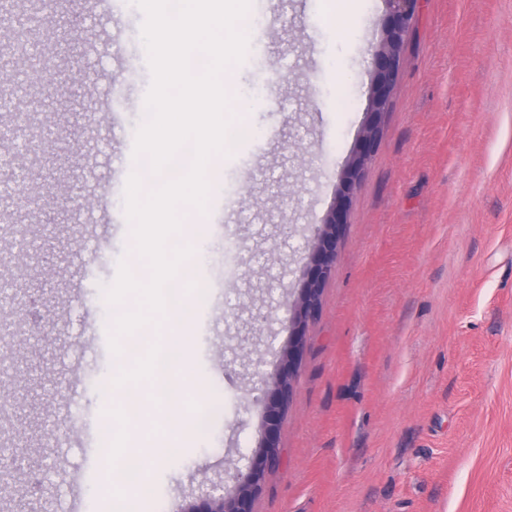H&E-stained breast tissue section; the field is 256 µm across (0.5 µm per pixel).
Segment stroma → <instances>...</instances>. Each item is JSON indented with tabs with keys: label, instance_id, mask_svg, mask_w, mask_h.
<instances>
[{
	"label": "stroma",
	"instance_id": "1",
	"mask_svg": "<svg viewBox=\"0 0 512 512\" xmlns=\"http://www.w3.org/2000/svg\"><path fill=\"white\" fill-rule=\"evenodd\" d=\"M112 7L119 56L85 53L100 29L83 0H50L38 35L47 65L35 81L59 93L31 115L41 149L16 160L38 175L23 186L32 204L20 229L40 252L22 267V305L0 307L20 328L0 368L27 371L26 404L8 416L24 458L0 512L46 499L51 512L112 508L99 492L114 359L103 288L134 241L111 158L132 152L151 82L143 13L133 0ZM385 19L384 0H359L340 22L319 0H251L234 79L260 99L246 115L257 135L210 173L216 187L188 241L205 291L189 365L204 394L175 459L153 468L143 512H182L216 484L233 488L237 460L257 445L263 381L288 336L283 300L366 122ZM402 58L306 330L282 460L252 512H512V0H422ZM88 329L99 355L78 376L71 351Z\"/></svg>",
	"mask_w": 512,
	"mask_h": 512
}]
</instances>
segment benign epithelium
<instances>
[{"label":"benign epithelium","instance_id":"obj_1","mask_svg":"<svg viewBox=\"0 0 512 512\" xmlns=\"http://www.w3.org/2000/svg\"><path fill=\"white\" fill-rule=\"evenodd\" d=\"M387 17L378 45L372 53V80L366 121L358 145L343 168L339 178V195L317 229L307 254L301 275V288L291 303L288 338L281 347L280 361L264 392V423L258 445L246 457V463L236 468V487L233 494L224 491L209 494L191 503L185 512H252V499L267 474L279 462V425L293 395V384L304 347V329L321 313L324 283L330 276L336 259L346 217L349 195L356 187L360 171L376 150L379 137V118L386 111L399 76L402 59L400 49L409 31L420 0H385ZM36 27L27 19L15 20L14 36L20 44L36 39ZM11 94L26 99L33 111L41 109L49 92H35L32 87L11 88Z\"/></svg>","mask_w":512,"mask_h":512}]
</instances>
